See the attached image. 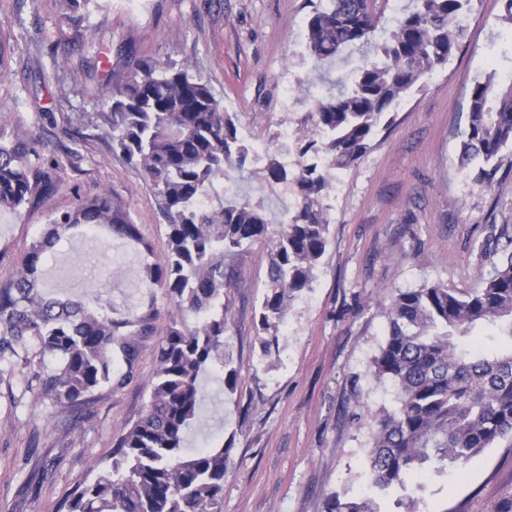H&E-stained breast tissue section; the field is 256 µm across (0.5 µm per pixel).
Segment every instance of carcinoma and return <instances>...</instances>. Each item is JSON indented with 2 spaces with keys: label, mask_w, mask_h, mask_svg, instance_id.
<instances>
[{
  "label": "carcinoma",
  "mask_w": 512,
  "mask_h": 512,
  "mask_svg": "<svg viewBox=\"0 0 512 512\" xmlns=\"http://www.w3.org/2000/svg\"><path fill=\"white\" fill-rule=\"evenodd\" d=\"M388 0H308L307 50L330 62L345 49L374 45L377 58L353 73L336 95L317 99L311 113L325 134L300 147L299 157L324 153L330 167L347 169L369 150L392 108L422 78L448 61L458 46V19L469 0H409L386 37L372 43ZM95 129L112 151L143 171L168 220V257L143 263V280L165 289L177 310L156 349L158 368L140 416L121 431L105 465L78 481L66 512H219L224 495L226 449H188L197 421L199 375L210 368L234 389L236 370L224 347V289L244 246L265 236L269 221L250 200L215 194L209 209L197 198L241 168L248 148L236 115L191 68L170 60L127 56L125 75L96 113ZM512 148V84L496 71L472 88L461 163L476 159L492 170ZM33 146L0 142V208L16 210L51 174L35 166ZM268 182L293 185L299 204L280 224L270 254L259 310L260 343L278 345L292 301L311 285L326 253L329 224L319 205L327 171L299 163L288 173L269 164ZM83 229L150 252L129 211L107 192L80 197L50 219L32 243L20 272L0 282V365L25 370L27 388L61 409L88 407L95 394L121 389L136 370L145 337L158 311L153 305L121 314L106 302L93 308L80 295L59 296L42 287L45 262L61 241ZM388 333L371 374L397 391V409L376 422L369 456L371 492H332L323 512H388L381 498L395 490L396 512H417L408 490L419 477L462 468L495 441L512 439V251L479 275L459 296L440 283L396 293L387 308ZM492 325L498 344L486 347L474 331ZM123 368L114 370V359Z\"/></svg>",
  "instance_id": "1"
}]
</instances>
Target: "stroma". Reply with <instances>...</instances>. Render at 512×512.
Segmentation results:
<instances>
[{"mask_svg":"<svg viewBox=\"0 0 512 512\" xmlns=\"http://www.w3.org/2000/svg\"><path fill=\"white\" fill-rule=\"evenodd\" d=\"M59 0H0V136L36 141L53 189L20 211L0 209V281L21 264L54 213L77 197L108 192L130 213L149 256L136 245L75 234L49 261L47 287L85 294L121 309L154 304L159 316L136 373L113 393H99L89 415L36 401L21 367L0 383V501L9 512H57L70 489L93 476L120 430L138 418L157 369L156 346L172 306L161 288H143V262L164 263L167 221L141 172L96 137L101 98L123 73L126 54L190 65L207 81L238 127L267 147L264 163L247 157L225 180L267 214L263 238L245 246L240 276L224 291V341L237 385L201 375L203 403L190 448L228 450L221 512H323L327 494H358L374 428L371 417L397 407L390 382L370 366L387 334L394 294L440 283L456 294L491 269L512 228V152L504 151L494 188L475 180L483 166L460 167L470 93L487 73L512 72V25L502 0H471L463 36L446 65L393 110L354 166L336 171L323 195L329 244L310 288L291 305L278 350L258 340L259 306L278 224L298 200L292 186L265 181V163L296 153L318 131L308 114L316 98L337 91L364 53L347 51L315 64L305 42L307 0H89L69 22ZM295 83L292 104L283 81ZM289 123L294 135L281 142ZM418 512H489L512 494V443L501 440L462 470L427 475Z\"/></svg>","mask_w":512,"mask_h":512,"instance_id":"stroma-1","label":"stroma"}]
</instances>
